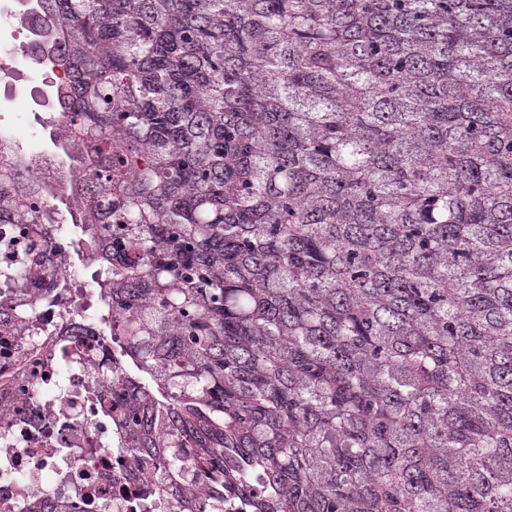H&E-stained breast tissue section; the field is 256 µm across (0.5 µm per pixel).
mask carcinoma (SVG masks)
Here are the masks:
<instances>
[{"label":"carcinoma","instance_id":"carcinoma-1","mask_svg":"<svg viewBox=\"0 0 512 512\" xmlns=\"http://www.w3.org/2000/svg\"><path fill=\"white\" fill-rule=\"evenodd\" d=\"M40 2L88 177L0 145V224L85 242L174 512H512V0Z\"/></svg>","mask_w":512,"mask_h":512}]
</instances>
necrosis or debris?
Segmentation results:
<instances>
[{"label": "necrosis or debris", "mask_w": 512, "mask_h": 512, "mask_svg": "<svg viewBox=\"0 0 512 512\" xmlns=\"http://www.w3.org/2000/svg\"><path fill=\"white\" fill-rule=\"evenodd\" d=\"M35 0H0V114L26 102L52 131L50 144L25 145L15 126L0 122V143L10 146L12 165L33 174L44 204L73 198L83 174L56 137L57 92L68 74L52 54L59 34L38 24ZM81 240L57 231L50 261L59 272L63 304L46 299L30 312L43 326L37 336H0V512L51 497L76 512H104L106 505H129L146 480L121 448L114 411L128 387L112 375V338L98 324L94 283L74 262ZM73 344L85 356L81 366L59 355Z\"/></svg>", "instance_id": "1"}]
</instances>
